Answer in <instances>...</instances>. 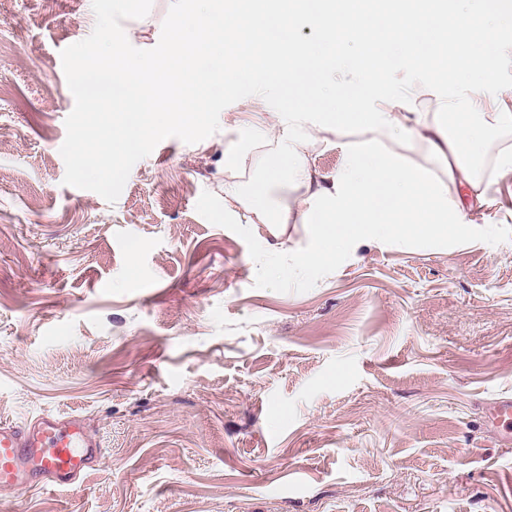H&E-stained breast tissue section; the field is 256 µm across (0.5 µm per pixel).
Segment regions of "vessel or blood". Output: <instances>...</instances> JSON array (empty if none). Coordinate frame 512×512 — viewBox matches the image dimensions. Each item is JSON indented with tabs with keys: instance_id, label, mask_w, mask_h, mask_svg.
<instances>
[{
	"instance_id": "1",
	"label": "vessel or blood",
	"mask_w": 512,
	"mask_h": 512,
	"mask_svg": "<svg viewBox=\"0 0 512 512\" xmlns=\"http://www.w3.org/2000/svg\"><path fill=\"white\" fill-rule=\"evenodd\" d=\"M486 418L494 429L512 426V397L493 401ZM103 457L100 442L74 416L48 415L24 425L0 423L1 489L35 481L44 487L69 488Z\"/></svg>"
}]
</instances>
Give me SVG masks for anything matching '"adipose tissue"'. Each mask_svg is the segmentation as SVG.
I'll return each mask as SVG.
<instances>
[{
	"mask_svg": "<svg viewBox=\"0 0 512 512\" xmlns=\"http://www.w3.org/2000/svg\"><path fill=\"white\" fill-rule=\"evenodd\" d=\"M353 0H299L298 10L269 6L244 13L241 0H210L196 12L192 34L180 27L169 30L177 49L174 59L132 57L105 49L102 58L90 61L78 74L86 99L92 103L120 101L128 120L112 144L78 142L74 167L80 173L108 170L102 184L111 189L125 170L113 162L115 152L138 153L174 115L186 129H193L202 113L212 111L217 93L226 81L263 89L277 87L293 107L280 115L274 150L263 160L259 179L251 186L228 179L224 182V213L243 210L253 223H287L298 215L310 227L313 248L300 255L306 269L316 270L344 247L358 241H388L400 236L444 242L467 235L471 210L449 198L448 186L468 177L463 156L481 155L486 139L483 126L458 125L456 133L427 118L417 102L418 88L393 96L372 111L340 112L334 123L324 125L327 134H338L348 124L364 133L363 140L347 146L345 161L332 181L315 176L308 153L293 132L320 105L317 89L326 76L323 48L335 43L341 23L355 31L357 51L346 64L362 71L361 82L340 88L341 99L358 105L369 100L373 88L389 74L396 53L408 55L415 70L435 69L451 61L457 72L471 74V81L443 98V109L465 105L482 109L496 97L499 87L490 73L502 62L497 56L498 34L485 16L512 21V0H476L474 17L458 20L459 0H387L370 11L354 10ZM311 21L318 31L315 42L297 41L293 30L299 20ZM223 47L228 59L246 57L245 65L231 71L204 67L202 52ZM399 134L409 150H426L448 160L446 178H438L425 166L408 164L402 154L385 149L383 140ZM287 183L300 189L295 205L271 211L270 186Z\"/></svg>",
	"mask_w": 512,
	"mask_h": 512,
	"instance_id": "obj_1",
	"label": "adipose tissue"
}]
</instances>
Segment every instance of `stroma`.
<instances>
[{"label": "stroma", "mask_w": 512, "mask_h": 512, "mask_svg": "<svg viewBox=\"0 0 512 512\" xmlns=\"http://www.w3.org/2000/svg\"><path fill=\"white\" fill-rule=\"evenodd\" d=\"M170 6L124 21L129 42L155 47ZM94 26L90 0H0V422L71 414L107 450L68 490L0 489V512H512V444L485 420L512 396V127L489 119L512 109V23L501 94L470 116L469 235L357 242L312 277L307 225L224 216L225 178L274 146L250 137L277 124L261 97L160 142L115 203L64 185L60 53ZM462 80L399 55L376 94L418 83L437 120ZM360 139H307L312 166L335 176Z\"/></svg>", "instance_id": "1"}]
</instances>
